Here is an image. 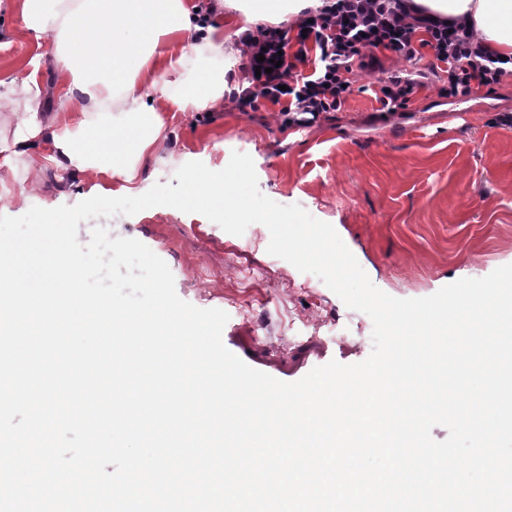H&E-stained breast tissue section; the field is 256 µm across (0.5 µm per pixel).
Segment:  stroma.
I'll list each match as a JSON object with an SVG mask.
<instances>
[{"label":"stroma","mask_w":512,"mask_h":512,"mask_svg":"<svg viewBox=\"0 0 512 512\" xmlns=\"http://www.w3.org/2000/svg\"><path fill=\"white\" fill-rule=\"evenodd\" d=\"M0 75L35 78L31 98L0 105V141L11 140L23 112L47 122L73 104L59 91L51 39L36 41L10 8H0ZM363 73L344 109L323 114L303 135L289 134L276 107L240 112L230 105L164 111L166 140L145 157L132 183L123 176L90 178L48 161L0 196V215L31 207L73 205L95 195L138 196L168 183L190 161L220 170L232 152L252 157L260 191L298 204L331 224L371 282L396 298H422L463 278H482L512 264V74L493 92L443 98L419 91L407 113L383 116ZM38 190H31L32 180ZM139 240L169 266L178 296L218 308L229 320L225 344L244 349L267 370L300 378L335 360L353 364L372 352L373 323L329 288L309 292L297 269L268 254L267 240L245 243L197 213L156 206L132 216L81 222Z\"/></svg>","instance_id":"stroma-1"}]
</instances>
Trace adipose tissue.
<instances>
[{
	"mask_svg": "<svg viewBox=\"0 0 512 512\" xmlns=\"http://www.w3.org/2000/svg\"><path fill=\"white\" fill-rule=\"evenodd\" d=\"M429 12L474 25L498 55L512 57V0H414ZM320 0H236L240 30L255 29ZM24 26L55 42L60 90L76 100L73 112L56 113L46 131L52 160L95 177L134 179L140 161L165 138L155 106L139 93L141 83L162 85L163 97L184 112L217 103L224 70L214 64L224 45L215 26L203 25L185 0H16ZM200 33L182 44L181 33ZM191 67L194 96L182 94L168 76Z\"/></svg>",
	"mask_w": 512,
	"mask_h": 512,
	"instance_id": "1",
	"label": "adipose tissue"
}]
</instances>
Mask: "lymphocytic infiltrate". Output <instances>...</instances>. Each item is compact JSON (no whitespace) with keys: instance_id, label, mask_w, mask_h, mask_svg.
I'll use <instances>...</instances> for the list:
<instances>
[{"instance_id":"1","label":"lymphocytic infiltrate","mask_w":512,"mask_h":512,"mask_svg":"<svg viewBox=\"0 0 512 512\" xmlns=\"http://www.w3.org/2000/svg\"><path fill=\"white\" fill-rule=\"evenodd\" d=\"M242 64L224 75V98L241 112L261 103L277 106L286 124L307 126L321 113L342 109L356 76L377 75L374 99L381 111L407 109L413 95L447 75L439 93L468 96L499 84L506 73L499 55L472 27L431 16L414 0H322L291 24L265 25L236 38ZM434 61L408 70L424 50ZM398 69L384 71L380 52ZM280 59L272 73L257 74L259 59Z\"/></svg>"}]
</instances>
